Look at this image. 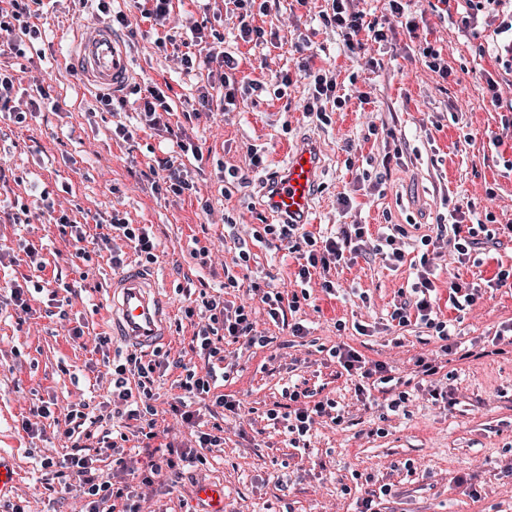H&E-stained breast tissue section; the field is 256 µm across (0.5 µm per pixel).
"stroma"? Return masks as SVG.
<instances>
[{"label":"stroma","mask_w":512,"mask_h":512,"mask_svg":"<svg viewBox=\"0 0 512 512\" xmlns=\"http://www.w3.org/2000/svg\"><path fill=\"white\" fill-rule=\"evenodd\" d=\"M402 5L397 18L387 0H354L356 10L391 31L387 40L366 41L353 52L341 29L324 20L329 0H250L252 25L272 34L258 46L240 38L239 11L227 0H172L162 25L143 18L133 0H112V11L133 22L120 34L134 76L121 110L110 112L61 60L63 37L106 23V15L93 0H43L32 19L40 37L27 41L22 54L0 57L16 92L31 94L39 77L50 94L23 124L0 118V201L33 209L29 223L0 221V283L38 276L47 283L32 293L29 311L0 309V453L19 474L10 503L25 512H83L85 499L64 490L75 480L71 471L45 473L36 464L70 455L65 416L72 405L84 403L96 416L112 411L103 359L129 351L116 340L107 353L95 350L94 337L108 333L110 253L92 244L89 260L75 258L48 215L34 207L45 192L81 224L116 215L151 226L159 243L151 268L176 314L169 343L143 353V361L178 358L203 368L181 311L189 295L223 287L228 271L240 285L223 288L225 304H251L258 330L270 338L263 348L227 346L234 378L220 391L240 400L241 410L224 413V445L204 450L203 464L147 489L135 485V492L148 493L153 512H208L197 495L203 483L223 485L224 512H357L383 485L389 492L375 500L376 512H512V346L499 354L491 343L497 327L512 320V288L487 285L512 268V239L496 236L500 225L512 224V74L497 56L512 35L501 32L498 14L470 15L455 0ZM408 20L418 22L416 34L407 33ZM195 25L205 33L198 42L190 33ZM217 42L238 62L235 104L227 112H196L201 92L223 93L208 61ZM182 53L192 56V69L180 66ZM328 70L336 76L335 96L304 114L316 77ZM147 79L165 95L161 130L139 117ZM491 80L499 86L497 105ZM116 123L132 129L133 140L113 136ZM302 137L314 139L323 160L317 221L308 232L319 238L343 224H364L376 239L382 227L395 225L404 233V257H357L334 272L332 294L313 275L297 313L308 327L299 338L273 324L265 305L250 302L247 288L256 280L281 291L301 289L298 263L284 243L252 235L268 222L259 182L284 166L289 145ZM253 150L263 158L260 166L249 164ZM167 160L190 190L151 193L145 176ZM457 203L473 205L480 246L476 262L459 264L447 255L436 272L437 318L450 323L456 348L442 368L457 398L446 409L431 401L430 382L416 376L414 365L438 350L439 339L413 325L390 326L389 318L431 256L437 225L447 223ZM241 238L248 242L244 259ZM195 243L209 250V264L191 257ZM32 245L40 249L34 261L25 253ZM37 261L44 266L39 274ZM452 275L480 291L460 311L448 302ZM61 307L69 322L59 320ZM72 322L82 324L83 338L69 336ZM336 345L410 380L402 411L388 410L389 395L378 391L362 400L329 355ZM178 376L175 368L157 371L152 392L158 442L180 447L189 430L166 411ZM294 384L335 400L344 416L339 423L318 419L305 454L286 446L281 428L267 419ZM45 402L51 416L37 432L23 430L31 409Z\"/></svg>","instance_id":"stroma-1"}]
</instances>
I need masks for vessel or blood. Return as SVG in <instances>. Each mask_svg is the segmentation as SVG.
I'll use <instances>...</instances> for the list:
<instances>
[{"label":"vessel or blood","mask_w":512,"mask_h":512,"mask_svg":"<svg viewBox=\"0 0 512 512\" xmlns=\"http://www.w3.org/2000/svg\"><path fill=\"white\" fill-rule=\"evenodd\" d=\"M66 59L85 86L97 93L118 92L134 74L125 43L105 25L76 34ZM321 169L318 150L296 142L284 168L265 179L262 195L267 213L280 224L312 223ZM173 315V305L161 294L154 271L133 262L111 275L106 317L113 336L122 343L136 348L167 343Z\"/></svg>","instance_id":"1"}]
</instances>
